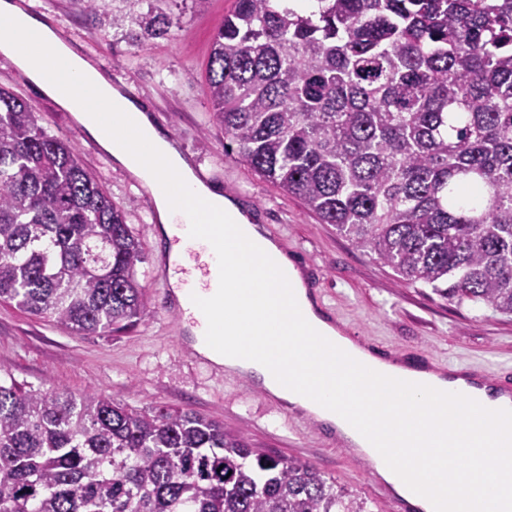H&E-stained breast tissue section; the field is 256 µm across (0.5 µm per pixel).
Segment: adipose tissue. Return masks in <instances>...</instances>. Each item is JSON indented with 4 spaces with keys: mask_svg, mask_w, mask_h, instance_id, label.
I'll list each match as a JSON object with an SVG mask.
<instances>
[{
    "mask_svg": "<svg viewBox=\"0 0 512 512\" xmlns=\"http://www.w3.org/2000/svg\"><path fill=\"white\" fill-rule=\"evenodd\" d=\"M0 55L72 112L119 166L150 189L160 244L180 238L167 255L170 266L186 265L193 251L209 268L224 266L220 282L210 275L172 281L196 354L334 428L373 460L378 476L417 512H439L433 498L413 496V486L422 483L432 489L454 485L465 512H491V501L512 500V456L494 454L489 415L456 404L452 391L462 380L385 364L345 336L327 319L278 240L252 223L233 196L202 181L136 101L14 0H0ZM195 199L227 217L234 233L227 253L196 234L202 216L191 205ZM350 358L362 359L382 377L422 378L425 389L396 399L374 391L353 400ZM452 457L464 460L463 470H449Z\"/></svg>",
    "mask_w": 512,
    "mask_h": 512,
    "instance_id": "1",
    "label": "adipose tissue"
}]
</instances>
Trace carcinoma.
Listing matches in <instances>:
<instances>
[{"instance_id":"carcinoma-1","label":"carcinoma","mask_w":512,"mask_h":512,"mask_svg":"<svg viewBox=\"0 0 512 512\" xmlns=\"http://www.w3.org/2000/svg\"><path fill=\"white\" fill-rule=\"evenodd\" d=\"M131 41L169 35L144 0ZM212 117L255 172L405 284L512 315V0H236ZM139 243L74 148L0 88V301L112 336ZM0 512H367L300 459L187 409L0 377Z\"/></svg>"}]
</instances>
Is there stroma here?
<instances>
[{"mask_svg": "<svg viewBox=\"0 0 512 512\" xmlns=\"http://www.w3.org/2000/svg\"><path fill=\"white\" fill-rule=\"evenodd\" d=\"M27 5L65 32L113 84L145 103L196 173L226 192H246L259 223L313 271L316 295L349 335L408 348L438 363L475 364L492 373L512 368V316L448 302L421 283H401L391 268L355 248L333 225L320 223L298 198L265 181L235 151L225 150L224 131L212 122L205 73L213 36L234 0H170L176 20L170 36L142 47L112 23L141 11V0H103L94 14L82 11L76 0H28ZM0 87L29 103L49 135L74 147L84 168L124 213L142 250L137 279L148 310L125 333L76 335L51 319L0 302V372L43 391H97L137 408L193 410L244 434L252 447L311 463L364 501L368 512H388L364 457L192 353L181 319L169 309L170 278L157 252L154 204L140 184L71 113L1 56Z\"/></svg>", "mask_w": 512, "mask_h": 512, "instance_id": "stroma-1", "label": "stroma"}]
</instances>
